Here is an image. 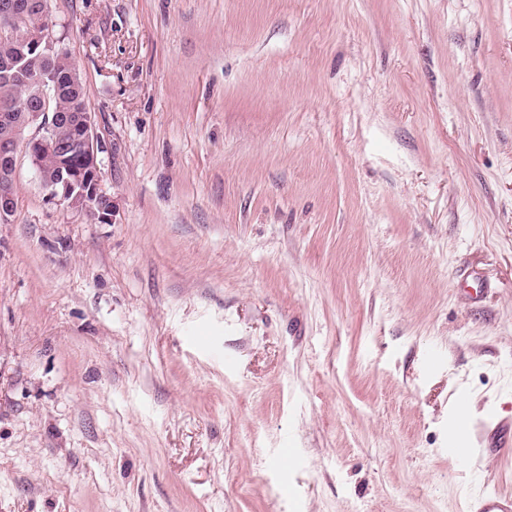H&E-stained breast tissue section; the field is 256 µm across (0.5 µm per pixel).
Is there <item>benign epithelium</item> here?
Masks as SVG:
<instances>
[{
  "label": "benign epithelium",
  "instance_id": "benign-epithelium-1",
  "mask_svg": "<svg viewBox=\"0 0 512 512\" xmlns=\"http://www.w3.org/2000/svg\"><path fill=\"white\" fill-rule=\"evenodd\" d=\"M26 20L27 16H18L11 25L0 29V42L11 53L21 55L26 52L31 55L43 45L55 44L51 23L35 28L29 26L23 31L21 22ZM26 94V99L17 101L14 107L0 111V128L10 133V137L0 141V222L7 220L15 209L18 133L28 127L35 129V134L27 139L29 153L37 150L43 152L48 148L63 160L75 150L83 162L81 168L60 169L54 173L36 166L41 186L47 195L67 203L73 209L93 214L101 223H112V198L100 188L99 143L93 113H81L71 138L61 140L57 136V114L49 111V102L56 95L52 74L38 70L29 75ZM32 101L39 102V107L29 108Z\"/></svg>",
  "mask_w": 512,
  "mask_h": 512
}]
</instances>
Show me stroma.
<instances>
[{
    "label": "stroma",
    "instance_id": "stroma-1",
    "mask_svg": "<svg viewBox=\"0 0 512 512\" xmlns=\"http://www.w3.org/2000/svg\"><path fill=\"white\" fill-rule=\"evenodd\" d=\"M104 224L26 147L0 512H465L512 456V0H47ZM478 443L487 439L490 446L497 450L512 446V420L490 418L477 426Z\"/></svg>",
    "mask_w": 512,
    "mask_h": 512
}]
</instances>
